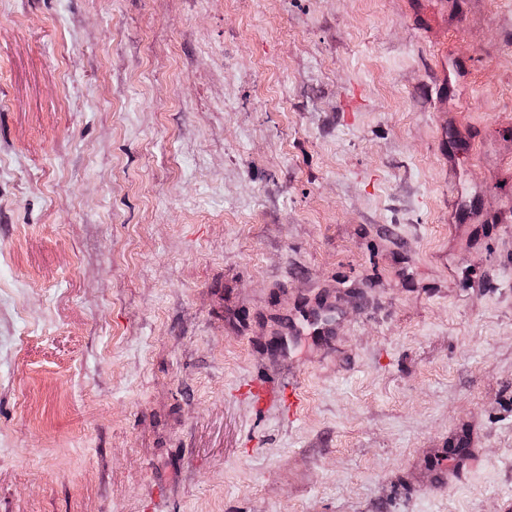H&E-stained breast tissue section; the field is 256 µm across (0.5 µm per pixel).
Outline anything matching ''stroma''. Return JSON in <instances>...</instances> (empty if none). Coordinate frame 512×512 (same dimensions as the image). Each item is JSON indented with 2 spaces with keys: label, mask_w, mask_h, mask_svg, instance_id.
Wrapping results in <instances>:
<instances>
[{
  "label": "stroma",
  "mask_w": 512,
  "mask_h": 512,
  "mask_svg": "<svg viewBox=\"0 0 512 512\" xmlns=\"http://www.w3.org/2000/svg\"><path fill=\"white\" fill-rule=\"evenodd\" d=\"M511 7L0 0V512H512ZM243 391L249 395L256 410L262 411L272 400H278L286 409L288 416H294L302 406V392L299 384L288 383V387L276 390L272 382L266 376H258L251 379Z\"/></svg>",
  "instance_id": "35a3bbf8"
}]
</instances>
